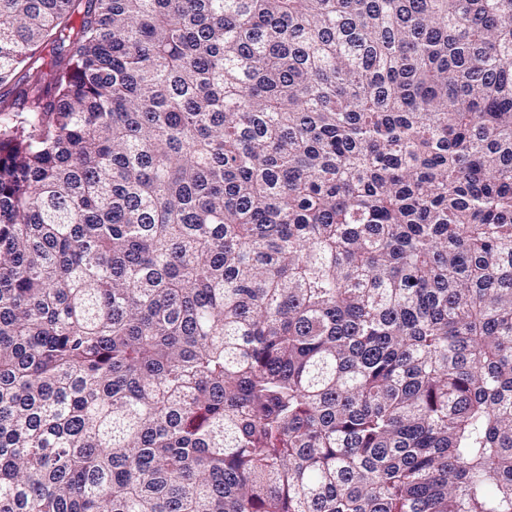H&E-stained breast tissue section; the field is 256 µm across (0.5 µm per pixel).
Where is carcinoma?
<instances>
[{"mask_svg":"<svg viewBox=\"0 0 512 512\" xmlns=\"http://www.w3.org/2000/svg\"><path fill=\"white\" fill-rule=\"evenodd\" d=\"M81 3L0 0V512H512V0Z\"/></svg>","mask_w":512,"mask_h":512,"instance_id":"cac0c4a2","label":"carcinoma"}]
</instances>
